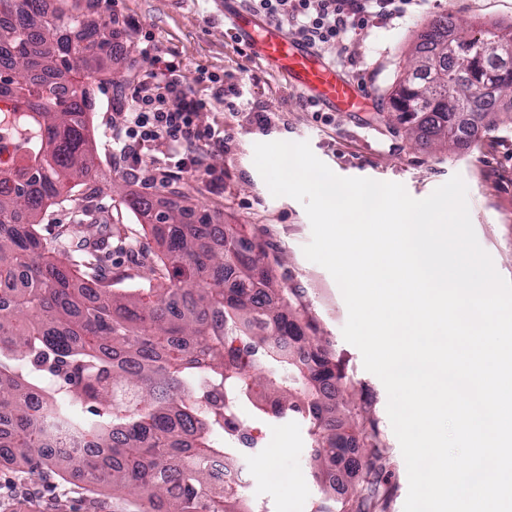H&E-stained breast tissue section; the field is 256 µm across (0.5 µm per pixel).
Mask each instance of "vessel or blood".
I'll return each mask as SVG.
<instances>
[{
  "label": "vessel or blood",
  "mask_w": 512,
  "mask_h": 512,
  "mask_svg": "<svg viewBox=\"0 0 512 512\" xmlns=\"http://www.w3.org/2000/svg\"><path fill=\"white\" fill-rule=\"evenodd\" d=\"M224 24L245 53L287 78L308 99L329 111H346L360 99L358 88L313 47L292 39L276 23L226 0Z\"/></svg>",
  "instance_id": "obj_1"
}]
</instances>
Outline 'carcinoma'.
Listing matches in <instances>:
<instances>
[{"label": "carcinoma", "instance_id": "1", "mask_svg": "<svg viewBox=\"0 0 512 512\" xmlns=\"http://www.w3.org/2000/svg\"><path fill=\"white\" fill-rule=\"evenodd\" d=\"M105 5L0 0V109L28 134L0 162V449L35 475L50 463L81 474L112 496L132 495L123 512H253L234 488L210 483L205 461L231 462L247 441L240 406L264 393L310 424L317 449L313 477L322 491L347 485L378 460L343 459L365 443L356 420L330 403L336 365L301 322L264 249L216 215L160 210L145 196L128 200L156 242L153 259L173 287L153 280L114 288L101 275L110 243L81 218L47 247L36 226L62 185L92 178V100L74 79L112 52ZM495 43L512 49V24L478 34L447 16L432 19L413 49L410 70L390 93L414 139L461 146L472 127L512 124V67L484 63ZM284 343L306 356L280 353ZM87 440L84 454H52L48 426ZM359 488L335 510L365 512Z\"/></svg>", "mask_w": 512, "mask_h": 512}]
</instances>
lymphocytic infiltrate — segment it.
<instances>
[{
	"label": "lymphocytic infiltrate",
	"instance_id": "lymphocytic-infiltrate-1",
	"mask_svg": "<svg viewBox=\"0 0 512 512\" xmlns=\"http://www.w3.org/2000/svg\"><path fill=\"white\" fill-rule=\"evenodd\" d=\"M247 7L295 38L321 51L346 53L358 15H394L397 0H245ZM140 53L150 68L136 74L129 87L130 101L121 120L112 126V158L137 182L167 187L190 171L207 170L208 150L223 146L224 129L198 122L205 100L192 93L193 85L220 83V76L200 67L192 83L183 79V63L145 38Z\"/></svg>",
	"mask_w": 512,
	"mask_h": 512
}]
</instances>
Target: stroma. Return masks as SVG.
I'll return each instance as SVG.
<instances>
[{"mask_svg":"<svg viewBox=\"0 0 512 512\" xmlns=\"http://www.w3.org/2000/svg\"><path fill=\"white\" fill-rule=\"evenodd\" d=\"M115 10L136 26L119 38L111 70H98L83 79L93 100V179L90 185L73 187L70 202L47 208L37 226L40 237L54 244L75 223L83 206H91L103 225L102 235L138 241L133 252L113 246L106 276L135 278L146 275L141 262L144 256L154 255L157 246L140 216L129 208V197L144 195L157 206L168 200L173 207L218 214L225 223L240 225L262 243L278 281L291 289L303 320L311 323L330 350L343 401L358 422L375 433L385 459L379 474L384 512H403L407 469L387 415L385 387L365 370L360 351L343 337L348 311L337 283L303 253L311 239L304 207L293 198L272 196L253 163L254 145L305 141L335 174L399 183L416 199L429 196L452 175H461L468 187L478 242L500 274L512 279V127L495 132L476 128L465 147L421 146L388 114L389 94L408 69L411 50L431 19L445 14L463 26L507 25L512 23V0H419L403 17L374 16L357 23L350 47L353 61H335L364 92L357 112L316 113L304 108V95L286 79L238 52L214 0H117ZM144 34L182 59L185 77L204 66L223 75L226 83L242 81L249 87L251 109L237 113L225 106L215 89H194L209 102L199 114L200 123L222 127L229 134L226 147L212 150L208 157L210 166L224 174L223 193H211L208 177L201 171L186 173L168 187L154 188L133 182L112 163L108 131L113 109L107 91L114 82L129 83L134 72L148 68V60L138 53ZM258 112L268 117V124L256 123ZM241 411L252 426L268 435L267 448L242 452L235 462L236 468L251 475L252 485L243 495L253 512H317L319 505H331V498L321 493L312 476L310 457L316 443L307 421L290 412L270 417L248 402ZM267 458L274 467L287 470V484L264 481L262 462ZM21 477L10 458H0V512H113L111 490L93 489L81 476L64 478L47 467L31 478L38 490L35 498L19 501L13 486Z\"/></svg>","mask_w":512,"mask_h":512,"instance_id":"1","label":"stroma"}]
</instances>
